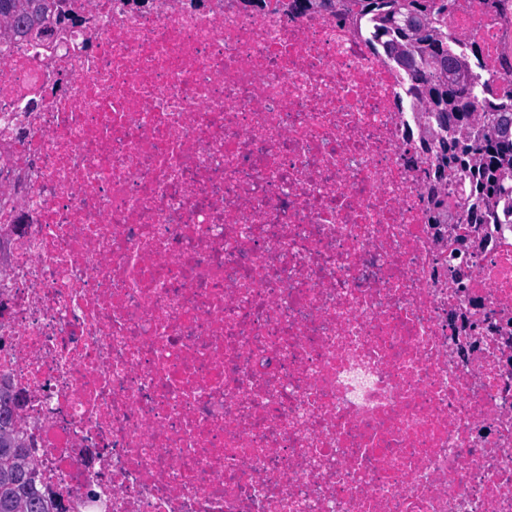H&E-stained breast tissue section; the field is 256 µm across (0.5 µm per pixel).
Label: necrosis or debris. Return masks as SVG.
I'll list each match as a JSON object with an SVG mask.
<instances>
[{
	"instance_id": "obj_1",
	"label": "necrosis or debris",
	"mask_w": 512,
	"mask_h": 512,
	"mask_svg": "<svg viewBox=\"0 0 512 512\" xmlns=\"http://www.w3.org/2000/svg\"><path fill=\"white\" fill-rule=\"evenodd\" d=\"M0 46V380L58 512H512V214L432 221L365 21L60 0ZM475 75L512 7L448 15Z\"/></svg>"
}]
</instances>
